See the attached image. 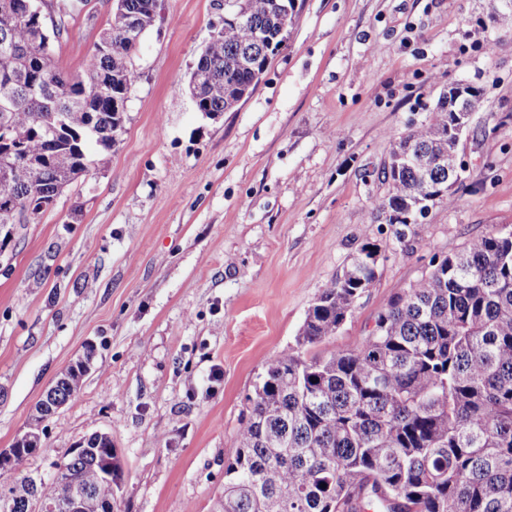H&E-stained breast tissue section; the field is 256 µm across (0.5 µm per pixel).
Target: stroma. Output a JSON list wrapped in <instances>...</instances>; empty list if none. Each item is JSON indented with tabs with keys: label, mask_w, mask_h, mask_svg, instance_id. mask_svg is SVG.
I'll return each mask as SVG.
<instances>
[{
	"label": "stroma",
	"mask_w": 512,
	"mask_h": 512,
	"mask_svg": "<svg viewBox=\"0 0 512 512\" xmlns=\"http://www.w3.org/2000/svg\"><path fill=\"white\" fill-rule=\"evenodd\" d=\"M87 0L56 48L79 71L111 17ZM503 0H298L261 81L234 111H196L187 80L222 11L160 0L125 132L107 169L28 224L0 226V448L86 345L77 398L44 423L52 460L97 431L122 466L112 512H222L224 464L266 363L294 345L325 283L365 242L377 278L330 342L356 347L433 258L512 228V18ZM483 108L455 200L414 233L389 223L379 174L394 137L449 85Z\"/></svg>",
	"instance_id": "stroma-1"
}]
</instances>
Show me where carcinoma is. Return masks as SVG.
<instances>
[{
    "label": "carcinoma",
    "instance_id": "obj_1",
    "mask_svg": "<svg viewBox=\"0 0 512 512\" xmlns=\"http://www.w3.org/2000/svg\"><path fill=\"white\" fill-rule=\"evenodd\" d=\"M26 2L0 0V118L7 117L0 160L24 153L34 165L13 171L7 193L22 209L6 214L0 203V224L29 223L75 182L109 166L140 48L115 34L111 51L93 44L80 72L58 67L49 86L39 63L57 62L54 43L69 33L76 11L37 43ZM241 2L244 20L224 24L196 62L202 78L190 93L199 112H230L253 93L255 74L284 45L281 27L296 17L284 12L291 0ZM123 5L141 34L155 26L156 0ZM21 64L31 70L27 85L13 81ZM455 122L441 96L427 122L394 139L381 172L389 223L417 219L435 193L437 202H453L448 169L425 173L395 158L408 149L420 159L448 151ZM377 250L361 246L310 307L296 346L267 363L224 465V512H512V230L433 261L428 274L390 299L357 347L307 355L352 316L376 280L370 253ZM61 378L59 392L71 401L86 374L70 368ZM62 464V478L35 488L0 472V497L15 505L12 512H26L35 494L60 502L74 485L112 500L118 464L108 479L81 456L67 454Z\"/></svg>",
    "mask_w": 512,
    "mask_h": 512
}]
</instances>
